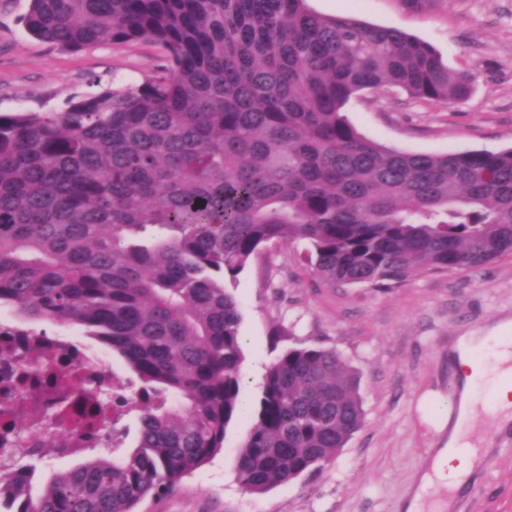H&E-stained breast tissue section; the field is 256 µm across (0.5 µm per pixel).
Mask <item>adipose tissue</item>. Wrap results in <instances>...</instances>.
<instances>
[{
  "label": "adipose tissue",
  "instance_id": "1",
  "mask_svg": "<svg viewBox=\"0 0 512 512\" xmlns=\"http://www.w3.org/2000/svg\"><path fill=\"white\" fill-rule=\"evenodd\" d=\"M481 343V338L466 336L457 345L456 363L463 384L458 418L443 447L437 449L430 469L424 472L421 487L457 488L476 467L478 451L472 447L469 438L478 414L475 389L479 381H492L501 411L500 424L504 427L512 425V369L506 366L508 359L512 358V345L504 338H497L495 362L493 366L486 367L474 365L471 358Z\"/></svg>",
  "mask_w": 512,
  "mask_h": 512
}]
</instances>
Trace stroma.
Instances as JSON below:
<instances>
[{
    "label": "stroma",
    "mask_w": 512,
    "mask_h": 512,
    "mask_svg": "<svg viewBox=\"0 0 512 512\" xmlns=\"http://www.w3.org/2000/svg\"><path fill=\"white\" fill-rule=\"evenodd\" d=\"M30 0H0V113L60 110L103 86L141 83L164 63L150 42L107 44L76 53L23 27ZM313 11L393 26L430 43L451 68L474 76L468 98L433 104L395 89L363 91L345 110L364 137L386 147L445 154L512 147V0H307ZM300 241L265 249L234 292L243 320L242 399L246 412L224 446L174 489L146 498L139 512H403L423 462L443 435L435 423L456 374L450 352L462 336L512 321V256L445 275L419 274L392 290L330 288L300 263ZM287 335H276L278 327ZM336 349L360 374L362 428L336 458L262 494L237 475L240 447L256 422L262 391L254 368L285 349ZM499 438L473 471L479 486L466 512H512V428L480 414L476 443Z\"/></svg>",
    "instance_id": "stroma-1"
}]
</instances>
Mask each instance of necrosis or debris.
Wrapping results in <instances>:
<instances>
[{
  "mask_svg": "<svg viewBox=\"0 0 512 512\" xmlns=\"http://www.w3.org/2000/svg\"><path fill=\"white\" fill-rule=\"evenodd\" d=\"M116 378L105 351L79 341L73 332L37 331L0 315V410L23 413L29 426L0 435V462L50 445L73 457L88 448H112L120 426ZM69 406L75 425L61 427L57 410Z\"/></svg>",
  "mask_w": 512,
  "mask_h": 512,
  "instance_id": "1",
  "label": "necrosis or debris"
}]
</instances>
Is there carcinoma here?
Wrapping results in <instances>:
<instances>
[{
  "label": "carcinoma",
  "instance_id": "carcinoma-1",
  "mask_svg": "<svg viewBox=\"0 0 512 512\" xmlns=\"http://www.w3.org/2000/svg\"><path fill=\"white\" fill-rule=\"evenodd\" d=\"M34 37L79 52L161 46L137 85L57 112L0 113V306L78 325L140 387L131 450L0 472L7 512H137L224 445L244 412L229 286L270 243L303 241L323 283L397 288L512 255V148L432 155L363 137L344 108L393 88L435 103L473 78L397 27L306 0H30ZM357 372L294 346L265 375L237 474L250 493L329 463L363 426ZM89 458V455H85L82 457H77L73 459L68 460H52L50 458H45L36 463V473L34 475L33 482L35 485H42L44 484L50 476L60 470H66L73 468L82 462H84L86 459Z\"/></svg>",
  "mask_w": 512,
  "mask_h": 512
}]
</instances>
